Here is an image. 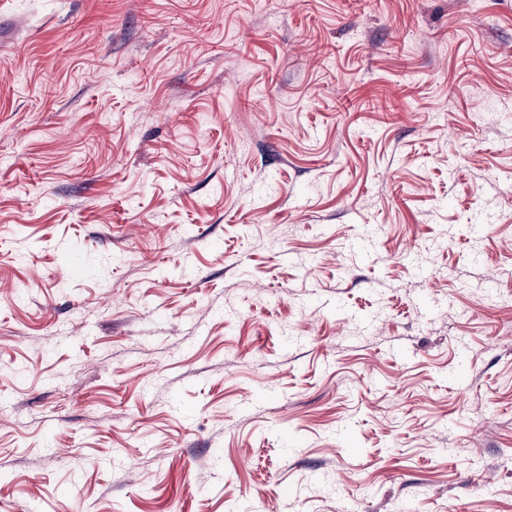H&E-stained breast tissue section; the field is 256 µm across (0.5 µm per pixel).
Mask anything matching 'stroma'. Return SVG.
<instances>
[{"mask_svg": "<svg viewBox=\"0 0 512 512\" xmlns=\"http://www.w3.org/2000/svg\"><path fill=\"white\" fill-rule=\"evenodd\" d=\"M512 512V0H0V512Z\"/></svg>", "mask_w": 512, "mask_h": 512, "instance_id": "stroma-1", "label": "stroma"}]
</instances>
